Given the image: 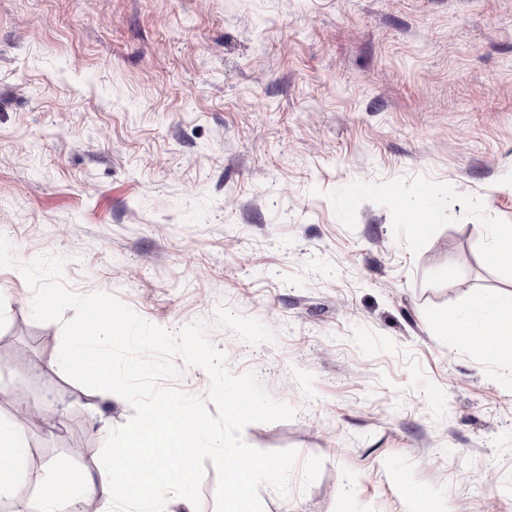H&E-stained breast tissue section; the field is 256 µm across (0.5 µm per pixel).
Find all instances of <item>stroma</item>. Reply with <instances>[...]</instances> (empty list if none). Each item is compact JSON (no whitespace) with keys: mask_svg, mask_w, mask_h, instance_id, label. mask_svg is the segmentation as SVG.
<instances>
[{"mask_svg":"<svg viewBox=\"0 0 512 512\" xmlns=\"http://www.w3.org/2000/svg\"><path fill=\"white\" fill-rule=\"evenodd\" d=\"M394 187L399 199L384 193ZM428 190L427 237L398 202ZM512 0H0V234L179 332L210 321L234 375L293 419L242 438L272 482L245 512H512V366L437 314L512 292ZM0 269V417L47 465L97 472L133 409L58 365L62 328ZM225 306L275 340L213 325ZM194 512H233L225 462L176 451ZM492 246L489 260L497 265L512 267V225L495 224L491 230Z\"/></svg>","mask_w":512,"mask_h":512,"instance_id":"obj_1","label":"stroma"}]
</instances>
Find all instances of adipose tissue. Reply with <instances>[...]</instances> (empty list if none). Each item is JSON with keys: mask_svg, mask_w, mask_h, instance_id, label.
Instances as JSON below:
<instances>
[{"mask_svg": "<svg viewBox=\"0 0 512 512\" xmlns=\"http://www.w3.org/2000/svg\"><path fill=\"white\" fill-rule=\"evenodd\" d=\"M435 325L456 342L505 361L512 359V293L474 295L466 308L437 315ZM149 433L181 438L183 448L191 452L222 453L233 474L230 496H240L243 477L256 472L253 449L227 443L203 428L187 430L180 415L156 414L125 435L121 452L108 457L98 474L75 477L66 462L51 463V479L31 502L30 512H65L66 507L96 494L146 506L166 494L190 503L193 485L173 466L168 449L144 450ZM28 452L19 423L0 419V495L23 478Z\"/></svg>", "mask_w": 512, "mask_h": 512, "instance_id": "1", "label": "adipose tissue"}]
</instances>
